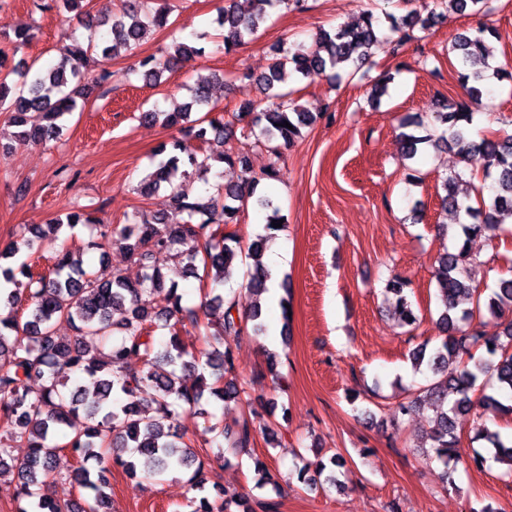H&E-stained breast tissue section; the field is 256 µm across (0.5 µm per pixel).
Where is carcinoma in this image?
Wrapping results in <instances>:
<instances>
[{
	"mask_svg": "<svg viewBox=\"0 0 512 512\" xmlns=\"http://www.w3.org/2000/svg\"><path fill=\"white\" fill-rule=\"evenodd\" d=\"M253 9L241 11L235 0H225L216 19L221 29L219 47L228 54L257 38L266 21L268 9L288 0H251ZM457 12L484 11L487 0H433ZM170 9L143 13L132 3L120 15L103 13L87 20L85 32L68 34L71 41L59 64L45 69L14 65L6 69L7 54L0 47V112L11 113L18 136L34 144H44L60 136L61 119L79 107L77 90L70 88L93 57L107 58L118 49L132 48L155 29L169 26ZM387 29L396 35L395 47L417 39L416 32L429 28L439 17L431 10L421 18L409 12L402 17L383 12ZM110 26V39L97 36V29ZM374 13L364 14L355 24H339L322 29L313 44L304 48L283 38L273 49L266 72L241 74V79L257 85L264 106L254 111L248 102L242 111L256 113L255 123L263 125L264 140L271 151L294 144L303 129L316 123L319 113L305 111L291 92L282 90L286 78L313 80L339 66L355 76L369 63L371 47L384 29ZM488 29L458 34L451 44L467 99H442L428 122L409 117L400 124L399 140L405 154L414 158L422 144L456 150L465 161L481 159L483 170L457 171L442 178L439 195L444 211H452L460 237L469 240L512 222V137L473 139L472 105L482 98V85L489 77L492 51L486 40ZM204 48L191 42L173 40L166 55H148L139 61V75L149 85H158L164 72L202 54ZM12 75L18 80L9 81ZM187 101L171 110L158 105L140 114L145 123L163 127H184V131L204 143L225 144L232 136V126L224 115L214 112L210 86L202 81L189 87ZM202 113L190 119L192 111ZM289 123L292 128L284 127ZM161 159L140 182L139 191L150 196L162 188L170 190V204L183 212V224H169L160 213L137 212L127 223L91 224L87 240L71 246L72 231L84 221V214L72 211L66 220L52 219L0 249V261L14 257L23 249L32 250L45 240L60 244L52 257L49 273L32 269L27 261L15 267L0 266V280L14 285L7 293V315L0 314V472L16 475L17 512H112V466L103 463V450L117 451L115 463L129 473L142 471L144 478L192 470L187 479L191 512H231L230 504L243 502L242 495L229 492L213 481L212 466L197 458L194 443L174 430L179 416L197 409L207 415L201 401L209 394L227 404L242 401L245 391L236 382V367L231 342L250 331L260 336L265 331L261 307L249 315L239 313L235 297L224 286L233 272L247 266L249 290L261 294L267 289L270 270L260 257L271 240L272 222H280V207L274 198L256 199L267 212L268 234L253 239L247 248L231 226L240 222L241 212L254 197L259 178L253 175L246 159L221 150L199 157L182 139L162 146ZM224 164L235 174L218 189L217 196L203 202L182 190L176 180L192 168L207 172L211 162ZM491 180V192L478 193L475 203L465 204L454 189L464 177ZM125 242L129 259L143 270L134 282L105 270L88 271L83 255L97 252L105 256L113 236ZM183 260L187 276L202 285L197 306L183 304L176 286L166 287L163 263L171 258ZM436 272L439 317L436 325L443 338L414 348L411 359L416 370L424 369L432 381L401 401L394 415L406 416L423 402L433 408L430 418L431 451H422L428 459L443 467L462 457L457 419L472 411L471 393L476 385L491 388L476 406L479 427L472 441L485 442L483 450H472L471 461L480 468L486 456L509 465L512 471V438L495 429L499 414L512 412L499 396L512 394V319L502 324L496 336L481 330L484 320H501L512 315V278L499 281L488 294L472 284L470 257L465 246L457 252H445L438 259ZM409 281L396 276L388 289L396 296L395 315L403 326H413L418 315L404 294ZM167 290L166 304L158 306L153 295ZM222 315L213 321L214 309ZM65 322L74 332L72 339L56 336L57 325ZM191 325L203 336L206 365L211 372L196 371V356L185 349L179 331ZM168 330L167 340L157 341L155 332ZM137 357L142 368L127 366ZM457 367L448 373V366ZM72 370L78 383L68 387L59 372ZM196 371L193 378L185 373ZM263 429L274 436L270 425L251 411L231 422L205 423V442L217 449L215 458H224V450L248 453L255 432ZM20 442L29 448L23 459L10 454L11 444ZM68 453L75 466L68 474L70 482L87 495L76 500H59L46 491L56 468L57 456ZM217 491L211 500L202 495L207 486Z\"/></svg>",
	"mask_w": 512,
	"mask_h": 512,
	"instance_id": "carcinoma-1",
	"label": "carcinoma"
}]
</instances>
